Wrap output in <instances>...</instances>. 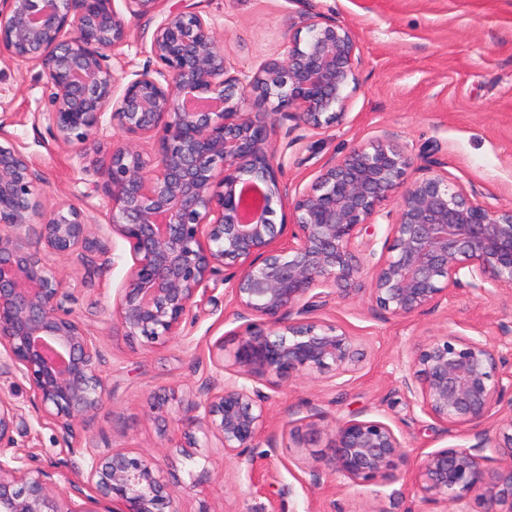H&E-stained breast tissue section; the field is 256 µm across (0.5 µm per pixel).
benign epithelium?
<instances>
[{
    "label": "benign epithelium",
    "mask_w": 512,
    "mask_h": 512,
    "mask_svg": "<svg viewBox=\"0 0 512 512\" xmlns=\"http://www.w3.org/2000/svg\"><path fill=\"white\" fill-rule=\"evenodd\" d=\"M122 2L123 13L114 0H0V53L40 68L42 116L57 140L87 143L107 113L122 132L99 175L107 224L133 260L113 311L125 334L150 344L175 340L199 291L220 276L228 284L243 321L232 333L231 364L221 339L209 349L216 375L187 402L202 447L215 439L240 462L265 430L270 395L262 387L359 369L357 337L314 312L338 292L350 295L366 267L369 300L393 318L436 306L456 289L484 296L512 288V206L478 201L431 165L405 183L411 154L386 138L324 163L309 190L282 184L286 152L270 139L276 123L320 133L347 119L360 62L348 27L308 13L306 33L288 36L282 52L232 73L212 19L177 7L153 31V63L120 90L111 60L128 42L126 16H149L160 0ZM0 137V371L21 375L41 417L72 439L107 391L99 346L67 306L49 258L96 253L104 269L110 258L81 208L67 198L45 204L38 170L2 122ZM145 137L157 139V153L137 149L134 139ZM278 206L292 223L274 222ZM33 217L37 249L20 234ZM380 219L387 236L372 265L374 240L363 231ZM227 268L235 269L230 278ZM502 366L488 342L436 335L412 353L402 391L433 420L473 429L504 395ZM16 420L0 396V512H180L155 455L91 452L86 479L59 486L7 454ZM331 431L332 471L353 483L392 477L407 460L383 421L341 420ZM475 438L424 455L415 492L450 512H467L468 493L480 496L484 512H512V413L500 418L495 444ZM303 473V482L320 484V459Z\"/></svg>",
    "instance_id": "1"
}]
</instances>
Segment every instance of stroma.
Wrapping results in <instances>:
<instances>
[{
	"instance_id": "35a3bbf8",
	"label": "stroma",
	"mask_w": 512,
	"mask_h": 512,
	"mask_svg": "<svg viewBox=\"0 0 512 512\" xmlns=\"http://www.w3.org/2000/svg\"><path fill=\"white\" fill-rule=\"evenodd\" d=\"M188 3L211 17L232 71H251L277 53L285 34L300 28L302 10L349 26L361 53L359 84L351 95L345 123L321 134L305 132L288 148L284 184L309 188L325 161L340 158L353 144L389 138L412 154L414 166L441 163L448 180L475 191L479 200L512 205V0H162L160 11ZM156 20L133 18L130 36L115 68L133 76L148 64ZM43 83L36 68L0 59V116L6 133L36 165L45 203L70 199L96 226L115 264L73 256L56 267L71 306L95 336L103 355L108 401L76 425L65 439L41 418L27 382L0 375V397L18 410L15 451L24 464L66 484L84 479L90 454L117 449L150 451L164 462V476L181 512H442L413 491L414 458L475 439L464 429H448L407 402L401 379L413 350L446 331L489 341L512 356V290L478 297L455 290L440 305L407 319L373 310L368 298H336L320 310L358 336L366 353L360 370L336 385L309 377L281 382L271 391L268 423L247 463L225 457L220 448H191L192 425L177 405L153 413L155 393L186 394L215 368L208 349L234 330V308L226 285L200 296L193 321L181 340L150 347L112 325L117 295L133 264L129 246L106 222L108 200L97 188L120 133L103 120L96 144L87 149L54 138L43 117ZM378 419L388 423L406 446L410 463L395 477L354 484L327 472L321 485L302 483L310 450L297 447L292 429L316 424L312 450L333 454L330 424Z\"/></svg>"
}]
</instances>
